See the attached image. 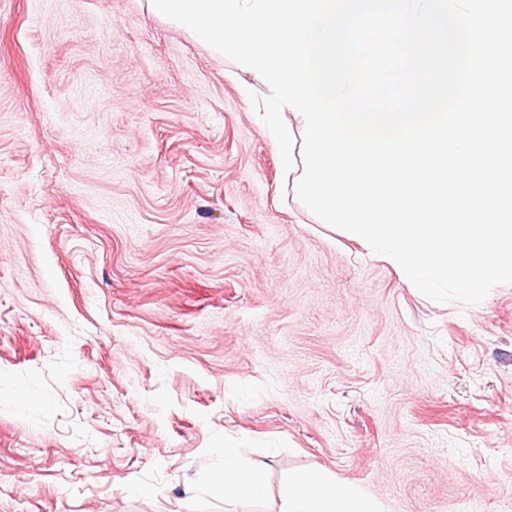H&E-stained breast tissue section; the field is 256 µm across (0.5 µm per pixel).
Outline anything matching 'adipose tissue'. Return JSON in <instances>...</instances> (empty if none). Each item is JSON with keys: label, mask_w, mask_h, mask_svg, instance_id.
<instances>
[{"label": "adipose tissue", "mask_w": 512, "mask_h": 512, "mask_svg": "<svg viewBox=\"0 0 512 512\" xmlns=\"http://www.w3.org/2000/svg\"><path fill=\"white\" fill-rule=\"evenodd\" d=\"M220 461L212 490L226 499H256L267 490L265 468L244 462L236 448L217 449ZM280 512H382L380 504L355 485L332 481L319 470L288 474L279 488Z\"/></svg>", "instance_id": "1"}]
</instances>
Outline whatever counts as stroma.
<instances>
[{"label":"stroma","mask_w":512,"mask_h":512,"mask_svg":"<svg viewBox=\"0 0 512 512\" xmlns=\"http://www.w3.org/2000/svg\"><path fill=\"white\" fill-rule=\"evenodd\" d=\"M264 93L146 0H0V512H276L311 466L512 512V284L436 302L321 223ZM227 443L263 499L210 492Z\"/></svg>","instance_id":"obj_1"}]
</instances>
